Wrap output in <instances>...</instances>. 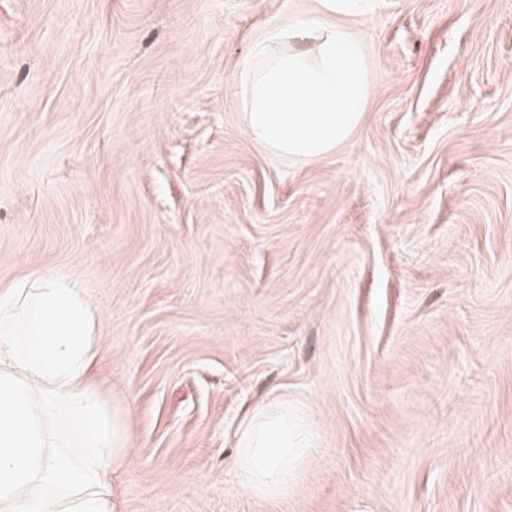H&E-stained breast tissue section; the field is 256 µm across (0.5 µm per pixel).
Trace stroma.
<instances>
[{"label":"stroma","instance_id":"obj_1","mask_svg":"<svg viewBox=\"0 0 512 512\" xmlns=\"http://www.w3.org/2000/svg\"><path fill=\"white\" fill-rule=\"evenodd\" d=\"M316 0H0V290L99 316L122 512H512V0H358L370 92L315 160L238 90ZM287 400L286 496L230 462ZM233 465L252 494L279 497L288 493L310 450V418L288 401L256 405L243 419Z\"/></svg>","mask_w":512,"mask_h":512}]
</instances>
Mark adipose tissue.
Here are the masks:
<instances>
[{"mask_svg": "<svg viewBox=\"0 0 512 512\" xmlns=\"http://www.w3.org/2000/svg\"><path fill=\"white\" fill-rule=\"evenodd\" d=\"M295 45L244 78L245 124L263 147L321 157L358 125L369 90L359 43L316 19L267 28L263 48ZM98 315L65 279L32 276L0 298V512H120L111 479L131 448L128 410L90 381ZM310 450V418L287 402L243 419L233 465L243 486L285 495Z\"/></svg>", "mask_w": 512, "mask_h": 512, "instance_id": "1", "label": "adipose tissue"}]
</instances>
